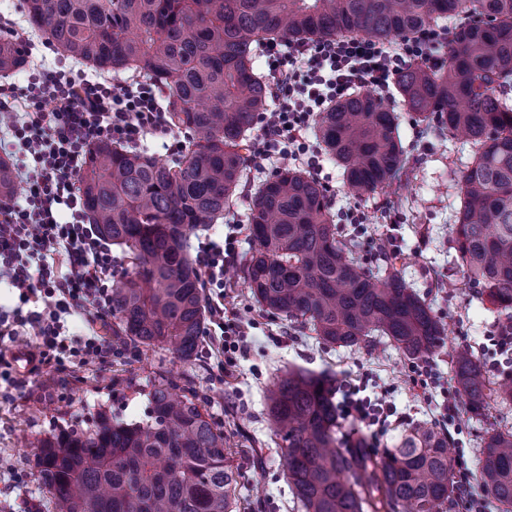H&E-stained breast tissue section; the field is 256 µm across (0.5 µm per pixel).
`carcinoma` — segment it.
Segmentation results:
<instances>
[{"label": "carcinoma", "mask_w": 512, "mask_h": 512, "mask_svg": "<svg viewBox=\"0 0 512 512\" xmlns=\"http://www.w3.org/2000/svg\"><path fill=\"white\" fill-rule=\"evenodd\" d=\"M24 13L57 51L116 77L145 72L167 97L172 126L193 133L159 161L112 140L84 158L80 188L98 233L129 259L112 287V332L136 347L161 346L182 362L198 354L208 298L188 241L239 199L246 150L269 85L257 51L269 40L412 36L454 20L448 65L402 72L401 104L440 135L475 148L457 178L451 227L464 288H478L512 321V0H24ZM27 63L0 36V74ZM325 154L354 195L408 182L397 112L357 92L315 118ZM15 189L0 160V198ZM250 250L238 264L259 311L300 324L329 346L360 348L380 336L410 360L445 346V327L396 262L372 265L363 241L333 222L320 182L283 168L250 196ZM456 389L483 418L512 402V375L490 378L469 349L451 354ZM336 378L304 368L275 376L266 411L302 512H453L448 435L426 423L399 445L373 448L344 428ZM36 477L54 512H232L235 473L224 430L205 398L159 375L144 418L103 408L84 427L37 439ZM477 489L512 506V431L492 428L476 459Z\"/></svg>", "instance_id": "cac0c4a2"}]
</instances>
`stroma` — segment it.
Returning a JSON list of instances; mask_svg holds the SVG:
<instances>
[{"instance_id": "obj_1", "label": "stroma", "mask_w": 512, "mask_h": 512, "mask_svg": "<svg viewBox=\"0 0 512 512\" xmlns=\"http://www.w3.org/2000/svg\"><path fill=\"white\" fill-rule=\"evenodd\" d=\"M400 134L412 163L406 190L387 189L357 197L348 193L341 172L326 163L321 178L328 185V198L338 224L356 207L371 222L367 238L385 239L398 248L397 266L407 283L425 296L434 312L448 324V341L428 362L430 377L424 387L412 379L418 366L405 360L392 346L346 349L324 345L307 331L293 329L284 318H270L251 310L243 287L224 291L225 301L248 307L254 324L247 338V352L233 375L221 374L216 357L200 351L196 360L183 363L161 348L142 349L136 360L117 355L108 370L90 368L59 371L40 366L15 372L19 391L0 395V457L14 466V473H0V512H48V495L36 481L33 460L39 432L54 419H87L107 403V388L113 379L132 382L124 414L142 418L146 394L157 374L191 380L205 395L208 409L224 426L227 458L237 478L234 512H298L285 476V463L274 444L267 419L264 391L271 379L292 368L335 373L339 382L365 383L384 388L385 397L404 414L406 423L370 435L376 447L399 443L408 427L434 423L449 430L452 446L463 449L466 463H473L481 449L487 423L512 428V404L496 408L484 420L465 411L449 416L448 394L454 385L450 373L452 349L465 347L474 353H490L491 338L500 323L498 314L475 291L458 290L461 268L451 247L449 229L459 200L450 172L473 159L470 144L439 136L418 126L413 113L401 111ZM274 167L246 169L240 198L212 232H198L191 239L199 245L205 237L237 236V252L250 247L245 227L247 199L255 186L274 174Z\"/></svg>"}]
</instances>
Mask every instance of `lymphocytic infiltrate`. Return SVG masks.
I'll list each match as a JSON object with an SVG mask.
<instances>
[{"mask_svg":"<svg viewBox=\"0 0 512 512\" xmlns=\"http://www.w3.org/2000/svg\"><path fill=\"white\" fill-rule=\"evenodd\" d=\"M450 39L448 27L440 25L389 42L342 36L263 44L276 105L261 115L252 167L263 169L275 158L321 174V155L307 137L314 114L351 91L387 95L417 63L441 67L436 50ZM161 98V90L145 81L114 83L53 68L42 69L23 88L0 85V153L15 159L17 175L29 186L23 198L0 200V282L28 307L9 320L0 315V335L19 345L36 337L40 365L80 369L112 359L111 342L90 326L112 311L118 259L87 222L79 177L84 155L98 139L135 146L150 136L171 137ZM211 315L224 322L223 364L235 366L246 352V318L220 299ZM339 408L343 416L381 426L394 414L391 403L356 387Z\"/></svg>","mask_w":512,"mask_h":512,"instance_id":"obj_1","label":"lymphocytic infiltrate"}]
</instances>
